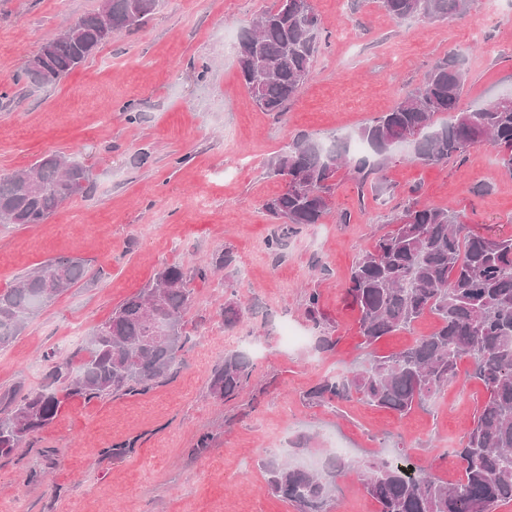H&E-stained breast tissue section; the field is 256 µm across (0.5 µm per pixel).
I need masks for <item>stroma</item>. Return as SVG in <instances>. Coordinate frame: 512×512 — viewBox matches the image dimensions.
I'll return each mask as SVG.
<instances>
[{
	"mask_svg": "<svg viewBox=\"0 0 512 512\" xmlns=\"http://www.w3.org/2000/svg\"><path fill=\"white\" fill-rule=\"evenodd\" d=\"M274 0H159L140 27L113 36L54 85L19 79L26 59L100 0H0V173L47 152L85 163L91 191L45 223L0 224V292L43 262L83 260L87 279L31 318L0 348V395L51 386V361H80L92 328L170 264L185 270L231 251L230 274L194 279L190 338L174 376L143 395L70 400L14 455L0 458V512H296L268 493L261 465L275 448L311 436L343 445L353 466L336 478L333 512H377L361 465L408 450L440 477H458L452 450L473 423L483 389L449 385L405 418L355 400L312 403L308 390L360 362L358 312L344 285L357 258L411 201L452 206L470 228L512 235V175L486 143L464 163L425 167L396 148L382 178L359 185L339 174L332 216L267 250L273 220L264 200L284 182L268 159L293 136L353 138L390 111L439 59L458 54L463 103L478 107L512 90V0H473L469 14L397 20L380 0H314L324 32L314 77L282 114L259 110L238 73L239 33ZM243 317L224 326V282ZM337 344L316 349L304 313L309 289ZM308 337L285 346L282 322ZM240 337L254 371L224 402L210 393L224 340ZM209 445L199 449L201 436ZM131 454L113 455L115 446Z\"/></svg>",
	"mask_w": 512,
	"mask_h": 512,
	"instance_id": "obj_1",
	"label": "stroma"
}]
</instances>
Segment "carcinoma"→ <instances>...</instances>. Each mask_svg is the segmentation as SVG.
<instances>
[{
  "mask_svg": "<svg viewBox=\"0 0 512 512\" xmlns=\"http://www.w3.org/2000/svg\"><path fill=\"white\" fill-rule=\"evenodd\" d=\"M158 0H103L100 8L48 39L25 62L24 74L53 85L82 65L116 32L142 25ZM473 0H382L397 19L433 21L469 13ZM324 27L313 0H277L252 25L241 29L237 46L240 79L255 105L282 113L312 77ZM466 76L456 61L436 62L421 83L402 95L389 112L361 127L356 138L386 160L406 145L415 160L435 167L466 158L485 142L512 175V94L490 104H461ZM448 117L438 125L435 118ZM269 171L288 179L285 190L268 197L263 209L282 233L268 249L284 245V233L319 224L334 210L333 182L347 170L359 183L373 173L369 158L351 153L347 139L327 142L300 134L270 157ZM89 168L49 152L24 172L0 174V223L43 224L65 201L87 193ZM394 227L365 250L352 267L345 295L359 313L366 358L343 376H326L307 398L330 404L358 395L364 403L409 414L437 399L448 385L465 379L485 390L474 421L453 453L459 479L450 484L410 460L407 454L378 456L363 463L362 485L378 512H499L512 504V235L492 237L473 231L453 208L413 202L392 219ZM226 251L212 265L189 274L179 265L159 271L141 291L120 303L112 316L90 332L87 357L77 366L57 363L51 374L67 382L63 394L30 390L7 396L0 409V456L13 455L25 440L54 421L71 397L101 398L139 394L169 379L188 337L184 318L192 300L193 276L226 269ZM86 276L80 259L49 260L0 293V345L19 335L27 321L66 288ZM305 313L317 330V347L335 349L326 332L321 293L305 296ZM426 314L436 329L389 355L372 347L397 331H412ZM224 326L241 320L237 302L224 301ZM253 363L241 350L224 352L211 375L214 398L232 400L248 388ZM272 495L296 504L299 512H331L336 476L350 461L327 454L310 469L269 457L263 461Z\"/></svg>",
  "mask_w": 512,
  "mask_h": 512,
  "instance_id": "cac0c4a2",
  "label": "carcinoma"
}]
</instances>
